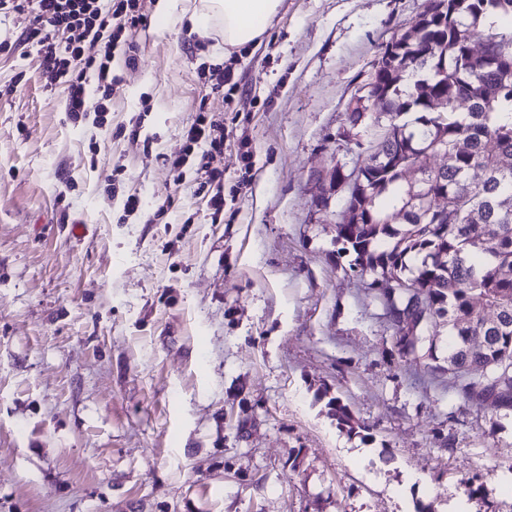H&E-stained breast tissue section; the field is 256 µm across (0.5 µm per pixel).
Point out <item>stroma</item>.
<instances>
[{"mask_svg": "<svg viewBox=\"0 0 512 512\" xmlns=\"http://www.w3.org/2000/svg\"><path fill=\"white\" fill-rule=\"evenodd\" d=\"M200 4L141 0L134 62L76 120L0 14V512H512V410L462 397L446 336L401 352L337 252L341 195L319 203L358 159L352 96L425 0H280L242 47L191 28ZM203 104L217 220L173 167ZM183 138L190 152L194 151L195 147L202 145L207 147L201 154L198 165L200 168H205V183L211 188L212 194L208 199L209 209L214 215H220L224 212V173L217 169H208L202 161L206 155L223 150L224 125L216 120L206 121L205 118H199L184 128Z\"/></svg>", "mask_w": 512, "mask_h": 512, "instance_id": "obj_1", "label": "stroma"}]
</instances>
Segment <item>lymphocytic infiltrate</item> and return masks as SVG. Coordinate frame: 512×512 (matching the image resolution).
Returning <instances> with one entry per match:
<instances>
[{
    "instance_id": "obj_1",
    "label": "lymphocytic infiltrate",
    "mask_w": 512,
    "mask_h": 512,
    "mask_svg": "<svg viewBox=\"0 0 512 512\" xmlns=\"http://www.w3.org/2000/svg\"><path fill=\"white\" fill-rule=\"evenodd\" d=\"M0 12L25 16L29 24L24 43L34 46L55 79L66 86L65 109L70 116L97 110L112 87V59L129 54L131 44L122 40L126 29L147 26L140 0H0ZM66 33L58 42L57 33ZM100 42L98 56L83 54L86 40ZM97 80L95 94H88V75Z\"/></svg>"
}]
</instances>
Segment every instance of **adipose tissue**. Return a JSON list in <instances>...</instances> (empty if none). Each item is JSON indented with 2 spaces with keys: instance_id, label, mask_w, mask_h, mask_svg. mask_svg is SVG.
Masks as SVG:
<instances>
[{
  "instance_id": "ef3b65f1",
  "label": "adipose tissue",
  "mask_w": 512,
  "mask_h": 512,
  "mask_svg": "<svg viewBox=\"0 0 512 512\" xmlns=\"http://www.w3.org/2000/svg\"><path fill=\"white\" fill-rule=\"evenodd\" d=\"M280 0H205L190 22L199 33H206L210 22L222 26L224 42L229 46L252 42L261 34V20L273 16Z\"/></svg>"
}]
</instances>
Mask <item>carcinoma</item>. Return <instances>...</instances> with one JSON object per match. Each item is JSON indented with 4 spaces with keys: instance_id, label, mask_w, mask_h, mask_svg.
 <instances>
[{
    "instance_id": "1",
    "label": "carcinoma",
    "mask_w": 512,
    "mask_h": 512,
    "mask_svg": "<svg viewBox=\"0 0 512 512\" xmlns=\"http://www.w3.org/2000/svg\"><path fill=\"white\" fill-rule=\"evenodd\" d=\"M443 2L438 10L427 0L395 51L381 52L372 78L387 124L357 193L344 200L334 240L374 275L370 286L381 289L402 351H414L419 332L447 330L448 371L462 395L512 410V370L501 367L512 361V29L483 30L490 17L512 19V0ZM476 36L482 55L469 49ZM437 98L447 102L438 112ZM430 157L445 163L432 169ZM405 159L421 185L396 170ZM475 168L478 183L469 179ZM425 189L447 193L438 219L416 201ZM403 313L412 325L398 322ZM329 406L337 425L361 428L340 400Z\"/></svg>"
}]
</instances>
